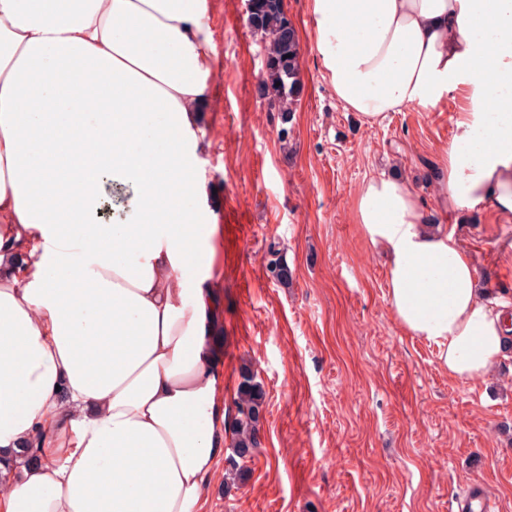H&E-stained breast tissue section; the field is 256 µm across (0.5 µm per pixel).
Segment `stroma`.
<instances>
[{
  "mask_svg": "<svg viewBox=\"0 0 512 512\" xmlns=\"http://www.w3.org/2000/svg\"><path fill=\"white\" fill-rule=\"evenodd\" d=\"M284 3L301 47L287 122L261 93L263 56L244 0H208L223 79L208 93L198 153L218 224L212 344L226 418L242 365L265 390L248 472L228 487L217 465L208 512H449L474 481L512 512V357L487 382L450 380L436 347L395 319L383 254L353 215L361 183L391 169L414 181L428 223L453 225L435 197L467 103L454 93L369 125L336 101L308 0ZM455 227L487 301H512V218L477 207ZM276 255L290 285L268 271Z\"/></svg>",
  "mask_w": 512,
  "mask_h": 512,
  "instance_id": "obj_1",
  "label": "stroma"
}]
</instances>
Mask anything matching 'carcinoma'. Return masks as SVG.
<instances>
[{
  "label": "carcinoma",
  "mask_w": 512,
  "mask_h": 512,
  "mask_svg": "<svg viewBox=\"0 0 512 512\" xmlns=\"http://www.w3.org/2000/svg\"><path fill=\"white\" fill-rule=\"evenodd\" d=\"M248 24L260 36L265 56L263 94L278 106L287 121L300 92V45L295 28L286 20L284 0H256ZM269 271L282 285L292 281L291 269L279 258L270 263ZM264 402L265 391L256 374L247 365L241 367L234 397L235 415L230 425L231 447L234 448L233 458L227 464L230 480L241 478L244 460L258 445L257 432Z\"/></svg>",
  "instance_id": "obj_1"
}]
</instances>
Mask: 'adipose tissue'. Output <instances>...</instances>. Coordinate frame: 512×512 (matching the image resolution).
<instances>
[{
    "instance_id": "ef3b65f1",
    "label": "adipose tissue",
    "mask_w": 512,
    "mask_h": 512,
    "mask_svg": "<svg viewBox=\"0 0 512 512\" xmlns=\"http://www.w3.org/2000/svg\"><path fill=\"white\" fill-rule=\"evenodd\" d=\"M308 8L337 102L368 124L464 95L436 201L512 215V0ZM207 11L0 0V512H203L226 434L197 152ZM111 184L134 191L127 223L98 218ZM355 220L387 254L396 320L449 379L483 381L512 353L470 254L427 224L413 182L369 178Z\"/></svg>"
}]
</instances>
